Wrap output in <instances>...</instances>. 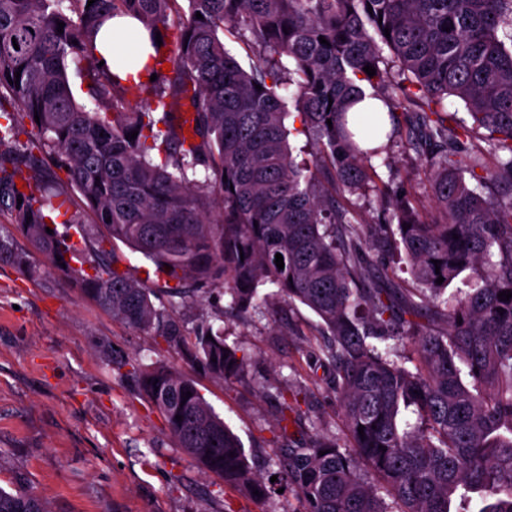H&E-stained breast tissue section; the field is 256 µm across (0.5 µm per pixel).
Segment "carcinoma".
<instances>
[{
  "instance_id": "cac0c4a2",
  "label": "carcinoma",
  "mask_w": 512,
  "mask_h": 512,
  "mask_svg": "<svg viewBox=\"0 0 512 512\" xmlns=\"http://www.w3.org/2000/svg\"><path fill=\"white\" fill-rule=\"evenodd\" d=\"M87 2L0 0V142L18 137L25 118L35 130L20 150L0 154V207L19 230L98 307L222 381L243 375L246 355L209 324L184 334L154 300L221 287L247 311L271 285L276 298L316 314L354 453L317 435L280 459L279 479L295 487L301 512H512V298H498L512 291V195L489 192L512 186V0ZM122 14L153 37L172 35L153 44L156 80L135 85V105L94 43L103 21ZM226 32L258 55L250 69L226 49ZM386 50L394 73L381 67ZM71 60L91 111L75 100ZM18 70L16 87L7 77ZM289 88L296 133L316 146L309 162L289 144ZM367 96L391 124L387 133L373 122L371 137L404 128L427 156L442 223H425L402 188L376 183L378 151L346 129L347 112ZM450 97L472 125H448ZM181 99L193 107L187 129L172 118ZM44 156L66 179L44 174ZM368 192L392 208L396 230L373 229L350 201ZM75 193L100 228L81 255L46 232L60 218L81 223L79 211L62 212ZM120 243L151 262L156 281L119 269ZM400 247L411 290L369 274L370 253ZM76 255L93 273L71 266ZM0 263L32 271L8 236ZM458 279L454 299L444 298ZM373 338L405 341L413 356ZM137 382L201 468L249 494L271 492L193 379L158 365ZM362 463L382 487L363 478ZM0 512L46 510L25 489L0 488Z\"/></svg>"
}]
</instances>
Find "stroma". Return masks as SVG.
Listing matches in <instances>:
<instances>
[{
    "label": "stroma",
    "instance_id": "1",
    "mask_svg": "<svg viewBox=\"0 0 512 512\" xmlns=\"http://www.w3.org/2000/svg\"><path fill=\"white\" fill-rule=\"evenodd\" d=\"M371 163L382 181L403 179L423 216L436 218L425 158L406 137ZM0 232L12 234L41 271L34 278L0 265L1 488L29 490L47 512H300L295 488L257 501L201 469L176 446L133 370L163 364L191 376L269 478L277 451L304 447L318 432L347 439L313 312L272 300L250 316L231 308L220 288L203 300H175L169 312L186 330L210 324L246 354L245 373L226 383L97 307L4 209ZM292 394L299 419L284 430Z\"/></svg>",
    "mask_w": 512,
    "mask_h": 512
}]
</instances>
